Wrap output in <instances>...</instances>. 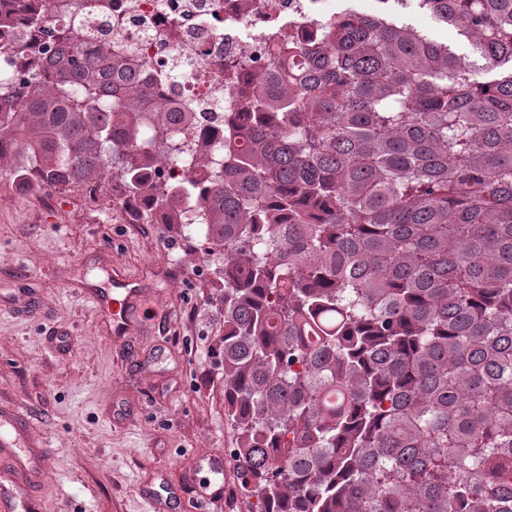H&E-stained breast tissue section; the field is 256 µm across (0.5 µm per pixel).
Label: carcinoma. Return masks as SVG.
I'll list each match as a JSON object with an SVG mask.
<instances>
[{"label":"carcinoma","mask_w":512,"mask_h":512,"mask_svg":"<svg viewBox=\"0 0 512 512\" xmlns=\"http://www.w3.org/2000/svg\"><path fill=\"white\" fill-rule=\"evenodd\" d=\"M89 4L0 0V165L201 226L252 512H512V0H426L462 53L410 0L282 29L208 127L90 44Z\"/></svg>","instance_id":"carcinoma-1"}]
</instances>
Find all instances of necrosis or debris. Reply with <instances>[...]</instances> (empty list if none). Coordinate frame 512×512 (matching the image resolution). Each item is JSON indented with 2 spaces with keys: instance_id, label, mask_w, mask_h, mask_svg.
Masks as SVG:
<instances>
[{
  "instance_id": "obj_1",
  "label": "necrosis or debris",
  "mask_w": 512,
  "mask_h": 512,
  "mask_svg": "<svg viewBox=\"0 0 512 512\" xmlns=\"http://www.w3.org/2000/svg\"><path fill=\"white\" fill-rule=\"evenodd\" d=\"M378 0H114L110 29L102 12L86 13L97 45L113 52L132 50L139 78L161 97H199L218 108L224 93V65L262 57L272 36L303 19H328L354 7L376 9ZM187 57L192 66L177 80L158 82L162 67Z\"/></svg>"
}]
</instances>
